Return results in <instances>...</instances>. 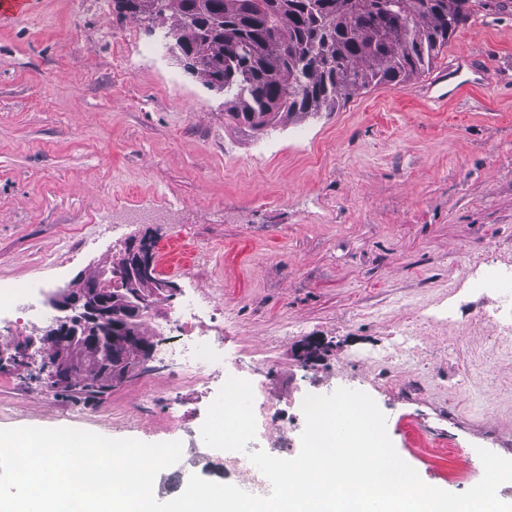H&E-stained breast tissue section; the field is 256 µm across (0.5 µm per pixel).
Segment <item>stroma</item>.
Here are the masks:
<instances>
[{
	"instance_id": "stroma-1",
	"label": "stroma",
	"mask_w": 512,
	"mask_h": 512,
	"mask_svg": "<svg viewBox=\"0 0 512 512\" xmlns=\"http://www.w3.org/2000/svg\"><path fill=\"white\" fill-rule=\"evenodd\" d=\"M151 37L112 0H31L0 23V288L53 292L151 236L161 277L223 304L214 345L227 372L290 415L307 389L365 392L400 457L453 493L481 480L478 448L512 459V353L469 366L494 333L496 296L465 276L512 264V0H476L431 67L464 54L467 96H422L424 73L260 133ZM117 191L144 211L160 196L173 205L116 227ZM62 256L61 272L50 261ZM448 308L379 387L375 354L417 311ZM309 340L320 351L306 364ZM46 358L37 346L0 367V429L178 440L184 466L224 383L181 389L157 367L87 401L47 385ZM173 413L183 427H168ZM430 442L465 456L428 457Z\"/></svg>"
}]
</instances>
